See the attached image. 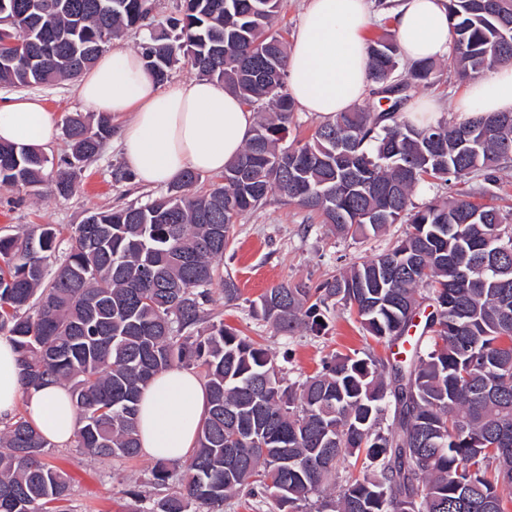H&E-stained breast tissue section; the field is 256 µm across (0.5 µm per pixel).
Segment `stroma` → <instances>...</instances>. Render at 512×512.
<instances>
[{"label":"stroma","mask_w":512,"mask_h":512,"mask_svg":"<svg viewBox=\"0 0 512 512\" xmlns=\"http://www.w3.org/2000/svg\"><path fill=\"white\" fill-rule=\"evenodd\" d=\"M440 80L421 89V96L436 97L440 115L457 120L455 101L465 87L449 61L438 63ZM56 124L82 111L75 84L63 81L38 87ZM126 166L116 139H109L75 176L76 189L66 198L56 196L50 184L38 189L0 187V235L52 226L61 238L92 211L143 203L160 195V188H146L126 178ZM409 226L390 225L384 233L341 238L327 233L318 219L296 204L271 197L264 207L240 218L233 240L224 254L221 276L211 287L209 312L226 325L267 346L283 360V375L294 382L315 374L322 360L333 353L356 351L378 358L391 357L388 345L376 343L344 309H336L321 336L301 332L288 338L251 315L252 306L268 289L282 283L314 284L339 274L352 263L391 249ZM236 282L240 294L233 304L224 302V281ZM48 461L70 476L74 489L73 512H134L149 507L157 491L151 485L152 459L96 460L74 446H53Z\"/></svg>","instance_id":"35a3bbf8"}]
</instances>
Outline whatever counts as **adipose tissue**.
<instances>
[{
	"label": "adipose tissue",
	"mask_w": 512,
	"mask_h": 512,
	"mask_svg": "<svg viewBox=\"0 0 512 512\" xmlns=\"http://www.w3.org/2000/svg\"><path fill=\"white\" fill-rule=\"evenodd\" d=\"M372 7L371 0H306L287 59V92L300 111L328 120L367 99L373 87L366 40ZM387 14L404 61L448 58V0H396ZM76 91L93 112L129 114L119 145L135 182L146 188L166 185L186 169L223 172L255 121L223 84L202 79L158 84L139 54L123 50L100 55L77 79ZM456 110L463 120L512 112V64L469 80ZM55 136L53 116L41 98L17 97L0 106V140L41 147ZM20 372L10 338L0 336V421L22 407L51 442L70 444L76 406L68 388L54 383L26 390ZM205 410V387L194 372L173 368L155 376L140 402L143 454L185 461Z\"/></svg>",
	"instance_id": "obj_1"
}]
</instances>
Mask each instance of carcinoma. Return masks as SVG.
<instances>
[{
    "mask_svg": "<svg viewBox=\"0 0 512 512\" xmlns=\"http://www.w3.org/2000/svg\"><path fill=\"white\" fill-rule=\"evenodd\" d=\"M155 7L0 0V82L76 78L123 31L147 29L140 53L157 82L184 58L256 110L241 152L204 193L188 170L148 203L90 213L54 269L53 228L0 236V333L16 345L23 387L66 385L76 447L128 460L141 452L144 387L174 367L204 374L193 453L155 464L154 483L176 490L146 512H224L242 492L270 512H509L499 487H512V214L468 196L421 205L412 196L427 180H474L477 194L492 195L512 162V112L413 124L402 108L437 80V66L423 59L397 76L400 47L387 30L368 45L377 102L284 146L295 105L281 0H179L160 30ZM448 20L459 77L512 62V0H448ZM7 39L24 43L20 58ZM63 133L71 155L54 191L68 197L78 164L112 136L111 117L93 126L69 116ZM49 163L35 147L0 141V186L37 187ZM274 194L333 234L411 230L314 286L271 288L255 315L280 336H317L340 306L374 340L404 345L403 357L338 353L288 383L264 345L206 313L234 224ZM50 447L22 417L0 431V512H64L70 482L46 461Z\"/></svg>",
    "mask_w": 512,
    "mask_h": 512,
    "instance_id": "cac0c4a2",
    "label": "carcinoma"
}]
</instances>
